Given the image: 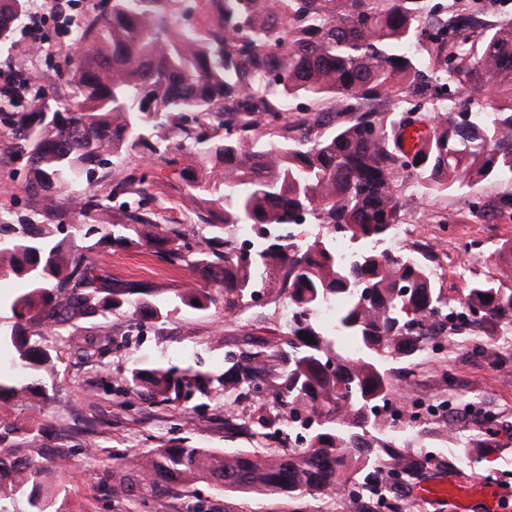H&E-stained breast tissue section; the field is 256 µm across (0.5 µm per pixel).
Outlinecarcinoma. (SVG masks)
Listing matches in <instances>:
<instances>
[{
    "instance_id": "obj_1",
    "label": "carcinoma",
    "mask_w": 512,
    "mask_h": 512,
    "mask_svg": "<svg viewBox=\"0 0 512 512\" xmlns=\"http://www.w3.org/2000/svg\"><path fill=\"white\" fill-rule=\"evenodd\" d=\"M27 2L0 0V55L14 53L11 32ZM196 10V0H100L99 14L76 22L67 95L4 113L12 158L29 160L35 205L0 243V276L27 284L11 300L16 321L0 351L29 374L23 383L0 374V402L44 414L30 399L46 398L48 332L123 307L168 315L109 284L96 246L52 240L50 227L77 211L97 216L114 248L141 244L207 272V284L176 294L184 306H204L216 287L233 313L277 285L296 312L280 343L225 356L221 385L238 396L271 388L268 411L241 421L262 437L276 436L288 415L315 420L303 447L226 453L174 438L124 458L129 471L154 486L214 482L288 497L361 476L369 485L381 461L415 474L421 461L387 436L391 425L373 409L391 400L387 364L428 351L424 327L444 310L491 339L512 330V245L495 251L500 276L470 280L458 302L448 300L424 262L387 248L402 207L397 180L411 173L423 194L439 195L512 179V22L486 28L463 11L433 23L425 0H204L197 24L181 22ZM416 91L433 96L441 116L407 150L405 131L425 122L404 107ZM298 99L329 109L295 117ZM377 99L392 109L350 115L354 103ZM181 154L198 161L183 166ZM152 160L173 168L196 223L220 224L223 234L192 242L159 222L143 169ZM111 163L121 177L100 196L94 186ZM114 201L117 224L108 220ZM243 225L255 233L246 245L232 232ZM338 232L349 239L346 256ZM331 306L329 328L316 312ZM128 383L148 401L173 403L212 380L191 366L150 364ZM41 437L0 422V476L9 474L0 512L19 503L62 512L68 493L48 481V464L66 448H46Z\"/></svg>"
}]
</instances>
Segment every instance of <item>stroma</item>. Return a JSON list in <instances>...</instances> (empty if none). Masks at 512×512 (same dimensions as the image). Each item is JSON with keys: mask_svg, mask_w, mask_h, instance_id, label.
Instances as JSON below:
<instances>
[{"mask_svg": "<svg viewBox=\"0 0 512 512\" xmlns=\"http://www.w3.org/2000/svg\"><path fill=\"white\" fill-rule=\"evenodd\" d=\"M13 38L18 45L13 61L32 78L33 92L23 98V106H33L38 90L53 97L66 94L61 73L72 56V45L59 44L51 36L38 52H28L22 24ZM12 146L11 130L0 123V212L24 214L33 203L24 190L27 172L12 160ZM169 173L161 163L149 170L156 183L152 209L189 238L212 236V227L195 223L183 189ZM399 190V221L407 236L396 248L446 266L438 284L449 297L459 298L468 278L498 274L491 253L502 244L512 245V217L496 214L495 208L501 198L512 196V181L489 179L462 193L428 197L417 190L415 177L405 173ZM59 234L79 247L100 244L101 267L113 284L153 289V302L171 307L162 322L144 317L136 323L130 312L120 310L73 325L68 342L53 344L58 360L44 377L49 396L45 416H32L12 401L0 402V421H29L46 428L45 443L66 448V455L55 459L52 468L69 487L70 512H194L198 504L205 512H369V497L356 500L311 492L288 498L232 492L206 483L160 489L143 485L135 476L127 478V492L111 490L103 480L105 469H112L114 477L124 476L112 467L116 453L141 452L173 437L227 452L256 448L255 437L227 425L226 418L258 414L265 395L239 399L225 394L217 380L224 375L225 353L237 351L247 338L279 342L286 328L279 314L285 298L269 291L266 306H251L238 314L225 313L219 294L203 309L178 307L176 294L200 281V273L168 265L144 246L120 249L101 243V226L88 217L80 228L61 226ZM88 340L101 347L90 358L79 351ZM156 363L197 366L213 384L208 393L180 402L149 403L127 389L125 379L134 366ZM412 372L409 379L402 370L392 373L393 394L414 390L432 403L449 404L446 414L427 417L402 435L408 447L427 449L430 456L443 460L441 470L427 468V475L438 472L462 485L482 479L512 503V336L456 337L448 354L420 357ZM487 414L495 418L493 440L486 433Z\"/></svg>", "mask_w": 512, "mask_h": 512, "instance_id": "stroma-1", "label": "stroma"}]
</instances>
